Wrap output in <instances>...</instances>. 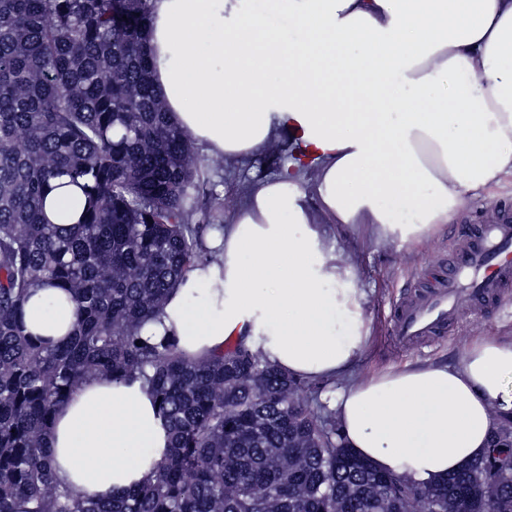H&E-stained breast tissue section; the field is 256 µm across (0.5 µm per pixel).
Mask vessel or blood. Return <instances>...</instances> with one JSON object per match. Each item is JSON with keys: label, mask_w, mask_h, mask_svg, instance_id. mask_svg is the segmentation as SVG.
Wrapping results in <instances>:
<instances>
[{"label": "vessel or blood", "mask_w": 512, "mask_h": 512, "mask_svg": "<svg viewBox=\"0 0 512 512\" xmlns=\"http://www.w3.org/2000/svg\"><path fill=\"white\" fill-rule=\"evenodd\" d=\"M512 288V214L481 227L475 240L459 248L452 265L436 276L421 297L398 305L394 339L403 347L444 333L459 306L492 304Z\"/></svg>", "instance_id": "b4317fda"}]
</instances>
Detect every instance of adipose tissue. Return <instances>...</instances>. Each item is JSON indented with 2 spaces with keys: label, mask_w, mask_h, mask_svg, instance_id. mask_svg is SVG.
<instances>
[{
  "label": "adipose tissue",
  "mask_w": 512,
  "mask_h": 512,
  "mask_svg": "<svg viewBox=\"0 0 512 512\" xmlns=\"http://www.w3.org/2000/svg\"><path fill=\"white\" fill-rule=\"evenodd\" d=\"M147 50L191 144L236 159L288 142L307 187L289 190L285 172L248 186L143 337L203 359L238 336L290 376L339 380L327 406L346 446L417 485L482 457L512 416V336L474 341L452 365L353 376L372 326L329 227L418 241L512 181V0H151ZM85 206L61 178L44 213L67 227ZM22 313L51 342L79 315L48 286ZM44 442L56 482L96 501L154 479L170 452L151 387L106 374L74 390Z\"/></svg>",
  "instance_id": "ef3b65f1"
}]
</instances>
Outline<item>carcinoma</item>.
<instances>
[{"label":"carcinoma","mask_w":512,"mask_h":512,"mask_svg":"<svg viewBox=\"0 0 512 512\" xmlns=\"http://www.w3.org/2000/svg\"><path fill=\"white\" fill-rule=\"evenodd\" d=\"M150 0H0V512H512V423L488 453L431 486L377 469L297 380L237 340L188 360L142 325L195 267L198 167L141 52ZM87 198L49 222L50 182ZM75 297L80 319L48 344L25 333L36 286ZM98 374L144 379L170 452L154 481L109 502L58 486L42 453L55 409Z\"/></svg>","instance_id":"1"}]
</instances>
